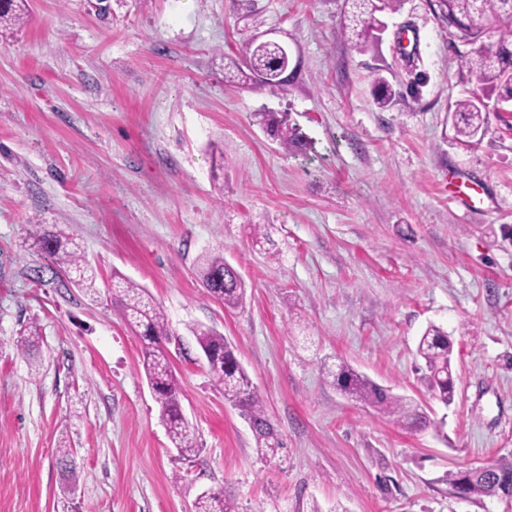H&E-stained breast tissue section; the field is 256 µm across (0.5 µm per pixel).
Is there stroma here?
<instances>
[{
  "label": "stroma",
  "mask_w": 512,
  "mask_h": 512,
  "mask_svg": "<svg viewBox=\"0 0 512 512\" xmlns=\"http://www.w3.org/2000/svg\"><path fill=\"white\" fill-rule=\"evenodd\" d=\"M98 2L27 0L25 24L0 31V512H193L214 492L238 512H512L448 483L512 460V112L457 141L471 45L450 41L433 0H403L367 53L344 38L346 0ZM244 27L287 42L299 69L283 93L225 82ZM260 112L298 125L306 152ZM452 175L480 209L449 198ZM40 224L75 239L94 291L35 247ZM208 250L240 274L242 306L201 284ZM116 274L166 315L191 455L168 438ZM431 323L454 342L447 406L416 356ZM199 326L234 346L284 444L276 462L225 401ZM341 364L431 426L343 394L326 374ZM259 123L265 132L287 152L297 153L306 148V139L297 125L288 123L286 118L278 119L273 113H258Z\"/></svg>",
  "instance_id": "obj_1"
}]
</instances>
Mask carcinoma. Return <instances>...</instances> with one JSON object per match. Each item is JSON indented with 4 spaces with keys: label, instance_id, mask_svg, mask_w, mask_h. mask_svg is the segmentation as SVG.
Wrapping results in <instances>:
<instances>
[{
    "label": "carcinoma",
    "instance_id": "1",
    "mask_svg": "<svg viewBox=\"0 0 512 512\" xmlns=\"http://www.w3.org/2000/svg\"><path fill=\"white\" fill-rule=\"evenodd\" d=\"M349 11L344 26L351 49L362 53L380 40L385 29L383 13H395L401 0H348ZM439 17L448 25V36L475 45L465 59L464 66L481 92V97H468L454 105L453 117L457 139L472 146L478 143L486 123L485 101L494 97L498 103H512V0H436ZM18 0H0V22L19 26L24 17L18 13ZM497 36L496 42L487 44L483 37L488 31ZM282 49L271 44L261 49L257 36L245 34L240 41V58L232 64L225 79L233 82L243 77L271 92L286 89L277 74L276 63ZM376 101L387 106L395 96L388 82L376 80ZM265 132L285 150L297 153L306 148L301 129L270 112L258 114ZM38 247L55 257L57 263L77 285L95 290L93 268L81 254L70 248L71 239L57 229H41L35 238ZM196 273L204 288L227 308L242 304L245 283L236 269L224 260V254L207 251L196 260ZM116 298L123 318L142 343L143 368L160 405V415L171 443L183 455L195 451L192 438L185 426L179 396L180 387L172 373L165 346L169 330L164 314L137 284L120 278L113 281ZM197 342L204 352L224 356L219 367L210 368L216 382L224 388V399L236 406L248 420L256 438L257 453L268 462L276 460L283 448L282 440L267 418L263 400L252 386L251 380L238 361L231 344L223 335L211 328L196 331ZM453 343L447 332L429 325L420 337L417 354L423 360L424 380L432 398L444 405L454 400L455 379L451 367ZM332 376L339 388L351 397L368 404L392 417L410 429H426L429 417L407 398L395 395L389 389L356 373L345 365L338 366ZM509 478V488L503 495L512 497V461H496L476 469L459 470L448 476L454 494L465 498L493 497L491 479ZM194 512H237L235 504L216 493L202 494L194 503Z\"/></svg>",
    "mask_w": 512,
    "mask_h": 512
}]
</instances>
